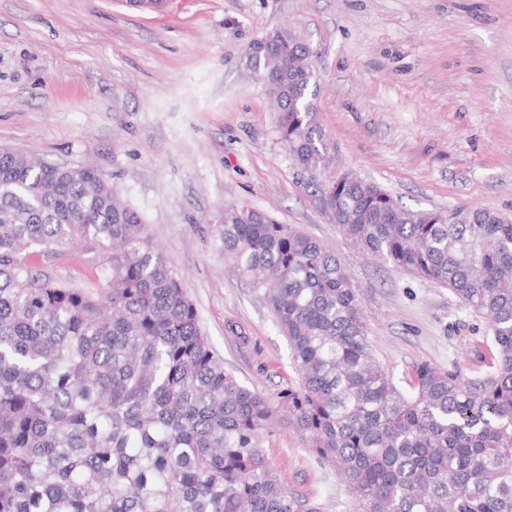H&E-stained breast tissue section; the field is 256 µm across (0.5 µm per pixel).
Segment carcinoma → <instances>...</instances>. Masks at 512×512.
<instances>
[{
    "label": "carcinoma",
    "instance_id": "carcinoma-1",
    "mask_svg": "<svg viewBox=\"0 0 512 512\" xmlns=\"http://www.w3.org/2000/svg\"><path fill=\"white\" fill-rule=\"evenodd\" d=\"M310 47L286 27L247 62L323 211L364 254L451 291L488 327L472 378L416 366L400 390L373 355L350 274L322 243L224 206V257L286 336L299 386L271 399L224 369L148 225L95 169L0 151V512H317L288 492L263 436L293 428L332 464L353 512H512V220L399 205L330 174ZM79 245L107 288H72L29 257Z\"/></svg>",
    "mask_w": 512,
    "mask_h": 512
}]
</instances>
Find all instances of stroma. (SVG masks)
<instances>
[{
	"label": "stroma",
	"mask_w": 512,
	"mask_h": 512,
	"mask_svg": "<svg viewBox=\"0 0 512 512\" xmlns=\"http://www.w3.org/2000/svg\"><path fill=\"white\" fill-rule=\"evenodd\" d=\"M287 26L313 50L318 120L338 170L403 206L512 216V0H0V149L88 165L143 218L243 384L298 385L288 342L213 233L226 203L319 240L361 292L375 357L399 388L427 364L483 371L487 325L448 288L365 257L319 207L246 66L249 44ZM39 272L95 290V259ZM284 487L350 512L331 466L293 431L263 441Z\"/></svg>",
	"instance_id": "obj_1"
}]
</instances>
